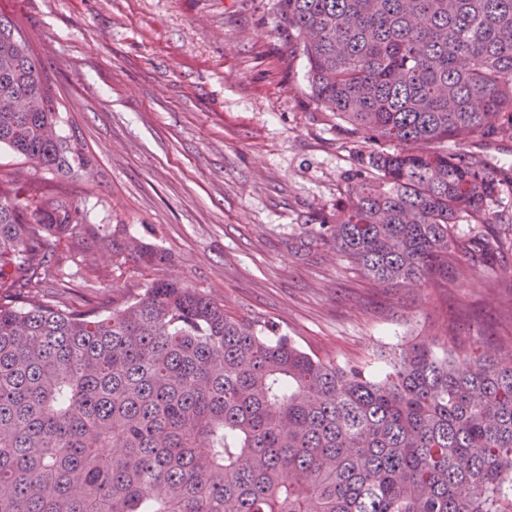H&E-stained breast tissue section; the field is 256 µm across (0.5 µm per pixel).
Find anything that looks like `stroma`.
<instances>
[{"label": "stroma", "mask_w": 512, "mask_h": 512, "mask_svg": "<svg viewBox=\"0 0 512 512\" xmlns=\"http://www.w3.org/2000/svg\"><path fill=\"white\" fill-rule=\"evenodd\" d=\"M277 0H0L40 59L90 174L61 177L0 151V186L40 185L88 214L55 244L48 296L109 305L148 274L91 243L125 228L168 252L166 277L276 324L303 350L379 375L398 345L448 318L485 349L512 345V187L485 232L498 263L444 287L381 288L317 240L346 197L359 145L312 97Z\"/></svg>", "instance_id": "stroma-1"}]
</instances>
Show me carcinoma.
<instances>
[{"label":"carcinoma","mask_w":512,"mask_h":512,"mask_svg":"<svg viewBox=\"0 0 512 512\" xmlns=\"http://www.w3.org/2000/svg\"><path fill=\"white\" fill-rule=\"evenodd\" d=\"M315 100L369 145L325 240L375 284L493 265L503 179L477 145L512 141V0H278ZM0 15V150L90 167L61 133L47 74ZM453 141L472 150L435 149ZM393 145L386 150L383 145ZM84 209L0 188V512H512V355L448 323L373 377L321 360L266 321L160 275L124 231L95 246L150 270L107 310L49 304L51 243Z\"/></svg>","instance_id":"cac0c4a2"}]
</instances>
